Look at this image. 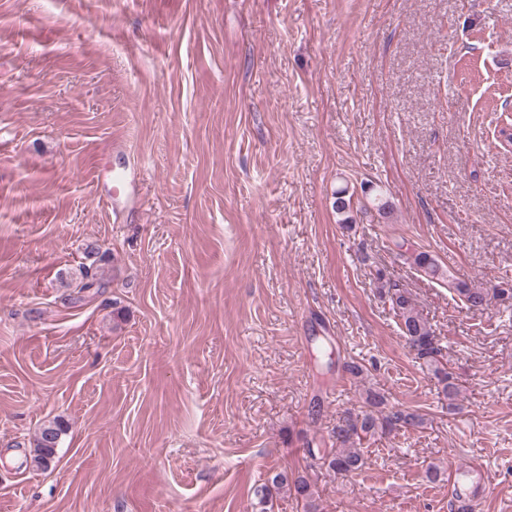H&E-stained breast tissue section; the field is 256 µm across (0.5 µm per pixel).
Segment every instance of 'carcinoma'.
<instances>
[{
  "label": "carcinoma",
  "instance_id": "obj_1",
  "mask_svg": "<svg viewBox=\"0 0 512 512\" xmlns=\"http://www.w3.org/2000/svg\"><path fill=\"white\" fill-rule=\"evenodd\" d=\"M333 210L342 216L341 223L352 222L351 211L354 208V194L346 187H340L333 192ZM403 250L409 260L418 270L432 278L448 282V289L456 293L470 309H478L488 302L489 292L484 288H475L466 281L443 269L436 259L428 253L408 252L404 244L395 243ZM392 308L400 321L401 332L409 348L416 352L420 359L426 360L433 378L436 380L440 393L453 402L459 396V389L454 383L452 373L448 371L438 358V348L435 347V336L432 327L416 307L409 294L394 285L388 287ZM425 418L416 411L392 410L387 408V400L383 393L377 390H368L364 399V410L354 413L348 412L332 430V437L338 447L324 449L318 457L321 466L342 476H348L361 470L365 459L356 443L366 436L378 433L391 432L400 428L416 429L424 425ZM66 427L60 419H55L44 425L36 439V467L47 470L52 467L56 459V447ZM289 488L296 499L304 504L305 512H317L315 491L311 481L299 475L288 479V473L277 472L257 490L260 500L264 501L273 488Z\"/></svg>",
  "mask_w": 512,
  "mask_h": 512
}]
</instances>
